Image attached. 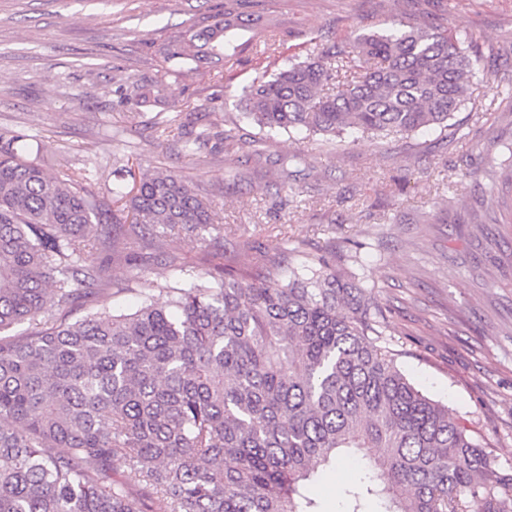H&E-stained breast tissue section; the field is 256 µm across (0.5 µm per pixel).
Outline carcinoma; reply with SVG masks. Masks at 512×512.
I'll return each mask as SVG.
<instances>
[{
    "mask_svg": "<svg viewBox=\"0 0 512 512\" xmlns=\"http://www.w3.org/2000/svg\"><path fill=\"white\" fill-rule=\"evenodd\" d=\"M224 5L155 48L185 83L223 75L239 31L277 42L274 20ZM481 56L444 29L391 26L308 51L242 88L241 118L330 139L447 127ZM163 81L137 103L168 100ZM175 115L157 138L195 156L210 139ZM27 134L0 145V512H322L309 485L341 459L358 483L338 512H512V482L447 405L425 395L381 345L385 318L335 257L204 259L139 292L128 313L86 299L112 289V257L162 249L217 214L172 171L138 173L110 195L88 173L51 176ZM87 308L71 321V313ZM27 325L17 337L10 332ZM132 477H112V462Z\"/></svg>",
    "mask_w": 512,
    "mask_h": 512,
    "instance_id": "cac0c4a2",
    "label": "carcinoma"
}]
</instances>
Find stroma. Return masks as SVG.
Returning <instances> with one entry per match:
<instances>
[{"label":"stroma","mask_w":512,"mask_h":512,"mask_svg":"<svg viewBox=\"0 0 512 512\" xmlns=\"http://www.w3.org/2000/svg\"><path fill=\"white\" fill-rule=\"evenodd\" d=\"M219 0H0V137L35 136L47 173L87 166L106 194L120 156L171 170L218 212L224 259L262 261L302 246L371 290L398 366L433 400L471 423L497 476L512 477V0H253L283 43L241 32L223 77L181 91L183 121L233 130L192 157L159 142L152 124L172 104L135 106L121 92L162 77L154 47ZM472 40L483 61L473 99L451 126L409 138L359 134L337 143L240 121L241 89L274 61L386 28L392 15ZM300 161L284 166V159ZM200 266L199 242L166 235L141 274L164 285L169 257Z\"/></svg>","instance_id":"35a3bbf8"}]
</instances>
